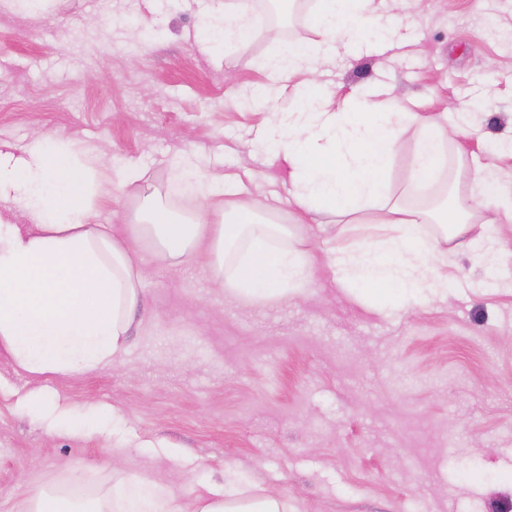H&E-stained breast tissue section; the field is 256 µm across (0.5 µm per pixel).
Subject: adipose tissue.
<instances>
[{"label":"adipose tissue","instance_id":"1","mask_svg":"<svg viewBox=\"0 0 512 512\" xmlns=\"http://www.w3.org/2000/svg\"><path fill=\"white\" fill-rule=\"evenodd\" d=\"M252 0H224L209 29L215 41L240 49L250 41ZM317 40L283 43L266 68L277 90L301 72L328 66L337 46L392 31L376 0H316ZM442 113L413 112L399 98L376 99L367 89L349 94L340 111L326 104L324 87L311 83L304 103L258 143L290 167L285 193L300 215L329 212L345 219L373 208L376 221L396 229L374 248H339L331 263L340 287L364 307L379 310L410 298L426 303L446 291L437 274L440 240L422 234L434 222L445 238L468 236L470 249L487 255L491 241L471 235L476 206L512 218V200L495 182L475 173L476 198L457 196L440 215L391 202L388 186L396 135L416 128L418 151L404 176L407 189L434 196L447 175L448 136ZM138 171L113 178L98 156L72 153L63 143L36 140L23 156L0 153V209H17L23 223L0 216V348L29 374L93 372L116 362L127 340L144 272L140 249L178 265L204 255L215 279L229 281L238 297L279 302L308 278V256L290 242L292 231L275 218L262 184L242 203L226 198L225 182L198 183L205 206L185 220L157 207L129 225L126 238L97 223L96 204L140 181ZM443 237V238H444ZM24 512H183L174 497L155 494L131 477L111 493L74 498L50 488L27 499ZM193 512H288L279 496L237 490L197 501Z\"/></svg>","mask_w":512,"mask_h":512}]
</instances>
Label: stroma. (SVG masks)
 Listing matches in <instances>:
<instances>
[{"mask_svg": "<svg viewBox=\"0 0 512 512\" xmlns=\"http://www.w3.org/2000/svg\"><path fill=\"white\" fill-rule=\"evenodd\" d=\"M255 2L247 48L227 54L201 49L219 0L0 7V150L55 138L143 172L98 206L117 238L145 192L177 217L200 208L176 183L182 156L201 176H231L238 199L257 177L284 195L286 165L254 146L308 75L267 100L233 99L267 83L280 42L315 40L314 0L276 28ZM397 33L403 46L363 40L329 68L333 104L365 86L446 113L449 186L464 193L478 169L511 194L512 157L488 145L512 140V0H423ZM279 219L311 259L286 301L244 304L205 258H155L120 362L34 377L0 349V512H23L41 487L90 498L131 476L186 508L229 480L295 512H512V224L474 225L492 260L449 250L441 297L369 311L330 264L338 247L374 241L370 214L341 231L326 216L298 223L282 202ZM35 389L73 409L72 428L48 433L23 410Z\"/></svg>", "mask_w": 512, "mask_h": 512, "instance_id": "1", "label": "stroma"}]
</instances>
